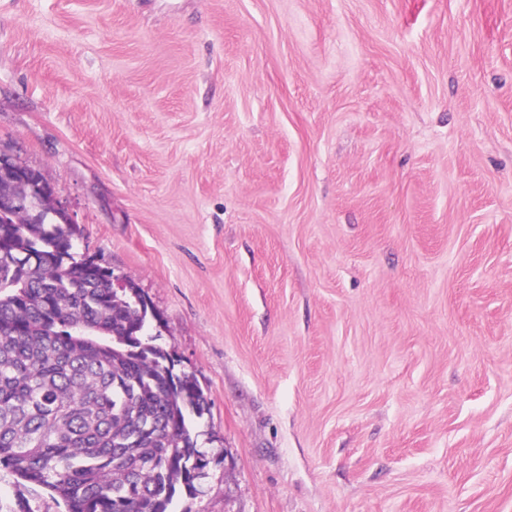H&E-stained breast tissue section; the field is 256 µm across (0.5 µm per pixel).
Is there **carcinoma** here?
Listing matches in <instances>:
<instances>
[{
	"label": "carcinoma",
	"instance_id": "1",
	"mask_svg": "<svg viewBox=\"0 0 512 512\" xmlns=\"http://www.w3.org/2000/svg\"><path fill=\"white\" fill-rule=\"evenodd\" d=\"M80 239L52 214L0 217V470L67 512H175L197 493L208 399Z\"/></svg>",
	"mask_w": 512,
	"mask_h": 512
}]
</instances>
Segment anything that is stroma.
I'll use <instances>...</instances> for the list:
<instances>
[{
	"label": "stroma",
	"instance_id": "35a3bbf8",
	"mask_svg": "<svg viewBox=\"0 0 512 512\" xmlns=\"http://www.w3.org/2000/svg\"><path fill=\"white\" fill-rule=\"evenodd\" d=\"M0 150L208 396L180 512H512V0H0Z\"/></svg>",
	"mask_w": 512,
	"mask_h": 512
}]
</instances>
